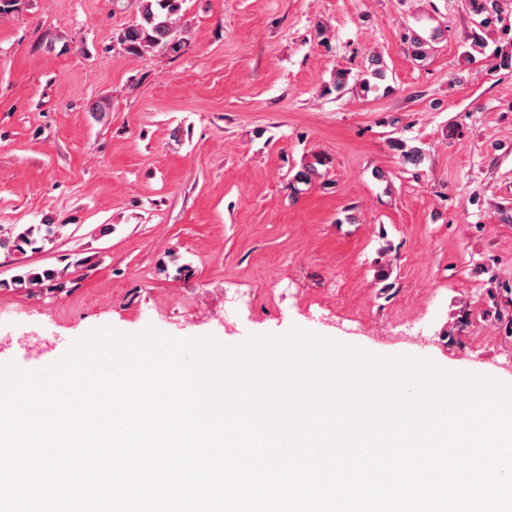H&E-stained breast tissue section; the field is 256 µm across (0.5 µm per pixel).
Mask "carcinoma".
Returning a JSON list of instances; mask_svg holds the SVG:
<instances>
[{"instance_id":"obj_1","label":"carcinoma","mask_w":512,"mask_h":512,"mask_svg":"<svg viewBox=\"0 0 512 512\" xmlns=\"http://www.w3.org/2000/svg\"><path fill=\"white\" fill-rule=\"evenodd\" d=\"M140 20L126 28L120 41L132 53L141 54L155 49L177 53L184 46V38L174 26L173 16L180 10L182 0H135ZM471 13L477 17L476 30L472 31V45L482 47L483 42L479 31L486 28L493 20H501L498 0H469ZM442 31L433 30L425 36L414 32L407 36L409 49L417 61L425 60L433 49ZM386 79V71L379 61L373 60L365 70L356 75L364 87H378V82ZM393 147L399 152L401 163L416 166L421 159L417 149H405L404 143L399 139L392 140ZM56 224H30L27 227L5 234L0 233V250L8 254H23L26 249H38V243H43L55 234ZM58 277L57 270L53 268L28 269L12 277L8 282H0V287L12 288L16 291L29 292L36 286L53 281Z\"/></svg>"}]
</instances>
